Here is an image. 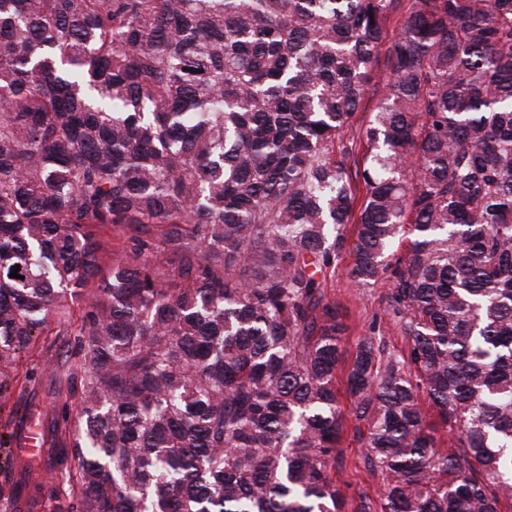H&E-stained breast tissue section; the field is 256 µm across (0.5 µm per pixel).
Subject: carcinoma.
Masks as SVG:
<instances>
[{
  "instance_id": "carcinoma-1",
  "label": "carcinoma",
  "mask_w": 512,
  "mask_h": 512,
  "mask_svg": "<svg viewBox=\"0 0 512 512\" xmlns=\"http://www.w3.org/2000/svg\"><path fill=\"white\" fill-rule=\"evenodd\" d=\"M395 2L0 0V369L60 316L58 512H342L349 427L356 512L512 508V0ZM349 240L407 349L359 337L344 411ZM380 93L381 86H375L369 90L362 109L354 116L352 124L348 128L344 129L346 138H352L355 136V138L357 137L358 139V132L365 126L367 120L369 119L370 114L378 101ZM421 404L423 406L424 413L426 414V421L433 431V435L436 437L438 448H440V450H448V446L451 443L448 430L445 429L437 412L429 406L424 395L421 396ZM366 448L353 437L352 430H347L336 456V468L333 469L336 484L344 496L343 512H354V501L358 494L369 495L377 504L386 483V477L379 472L371 473L365 463Z\"/></svg>"
}]
</instances>
